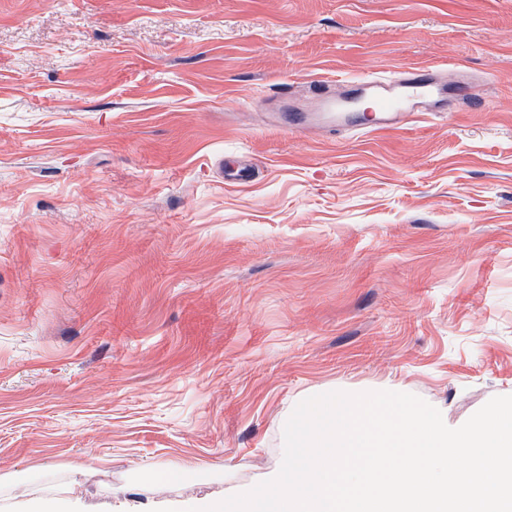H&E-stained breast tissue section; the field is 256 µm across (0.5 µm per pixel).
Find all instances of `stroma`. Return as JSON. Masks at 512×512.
I'll use <instances>...</instances> for the list:
<instances>
[{
    "mask_svg": "<svg viewBox=\"0 0 512 512\" xmlns=\"http://www.w3.org/2000/svg\"><path fill=\"white\" fill-rule=\"evenodd\" d=\"M427 63L483 107L274 126ZM384 383L512 395V0H0L1 476L202 501L271 478L294 397Z\"/></svg>",
    "mask_w": 512,
    "mask_h": 512,
    "instance_id": "stroma-1",
    "label": "stroma"
}]
</instances>
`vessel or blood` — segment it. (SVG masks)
Listing matches in <instances>:
<instances>
[{
	"label": "vessel or blood",
	"mask_w": 512,
	"mask_h": 512,
	"mask_svg": "<svg viewBox=\"0 0 512 512\" xmlns=\"http://www.w3.org/2000/svg\"><path fill=\"white\" fill-rule=\"evenodd\" d=\"M309 88L321 107L320 113L293 109L284 113L283 123L305 129L323 118L330 132L352 136L397 131L422 113L479 103L468 73L444 75L432 66L352 78L344 82L338 95L331 92L325 80H311Z\"/></svg>",
	"instance_id": "b4317fda"
}]
</instances>
